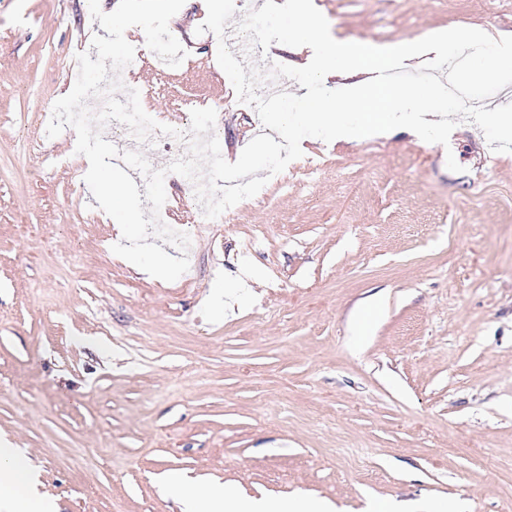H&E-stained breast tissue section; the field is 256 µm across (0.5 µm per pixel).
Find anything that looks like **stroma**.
<instances>
[{"instance_id": "obj_1", "label": "stroma", "mask_w": 512, "mask_h": 512, "mask_svg": "<svg viewBox=\"0 0 512 512\" xmlns=\"http://www.w3.org/2000/svg\"><path fill=\"white\" fill-rule=\"evenodd\" d=\"M313 2L347 42L512 35V0ZM97 27L88 0H0V439L58 512H184L171 474L332 512H512V153L478 168L487 140L467 121L445 146L305 138L200 223L166 282L112 252L121 230L74 130L46 135L74 37ZM217 48L181 70L145 50L122 80L168 125L174 101H215L232 162L265 129Z\"/></svg>"}]
</instances>
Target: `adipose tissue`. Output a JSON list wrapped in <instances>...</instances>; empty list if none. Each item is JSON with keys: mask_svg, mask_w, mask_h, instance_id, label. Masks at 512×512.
<instances>
[{"mask_svg": "<svg viewBox=\"0 0 512 512\" xmlns=\"http://www.w3.org/2000/svg\"><path fill=\"white\" fill-rule=\"evenodd\" d=\"M166 486L183 501L186 512H195L201 503L206 512H329L328 505L317 500L301 505L255 500L243 506L217 485L177 475L169 477ZM0 512H55L49 494L40 491L27 456L6 442H0Z\"/></svg>", "mask_w": 512, "mask_h": 512, "instance_id": "obj_1", "label": "adipose tissue"}]
</instances>
